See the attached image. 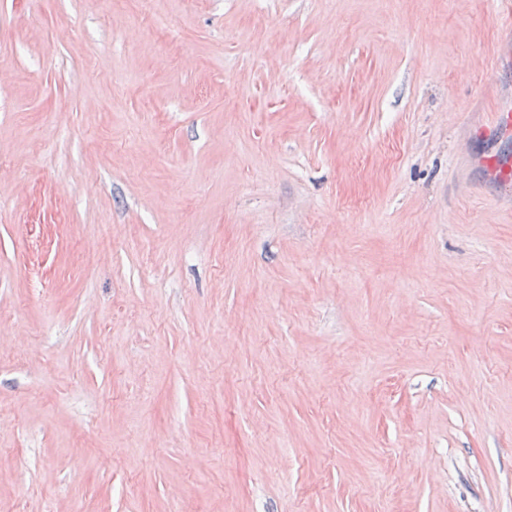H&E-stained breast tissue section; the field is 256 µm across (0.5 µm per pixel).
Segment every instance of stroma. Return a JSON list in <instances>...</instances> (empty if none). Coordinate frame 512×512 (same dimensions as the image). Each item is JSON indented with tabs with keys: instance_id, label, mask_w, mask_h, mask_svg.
<instances>
[{
	"instance_id": "stroma-1",
	"label": "stroma",
	"mask_w": 512,
	"mask_h": 512,
	"mask_svg": "<svg viewBox=\"0 0 512 512\" xmlns=\"http://www.w3.org/2000/svg\"><path fill=\"white\" fill-rule=\"evenodd\" d=\"M495 0H0V512H512Z\"/></svg>"
}]
</instances>
